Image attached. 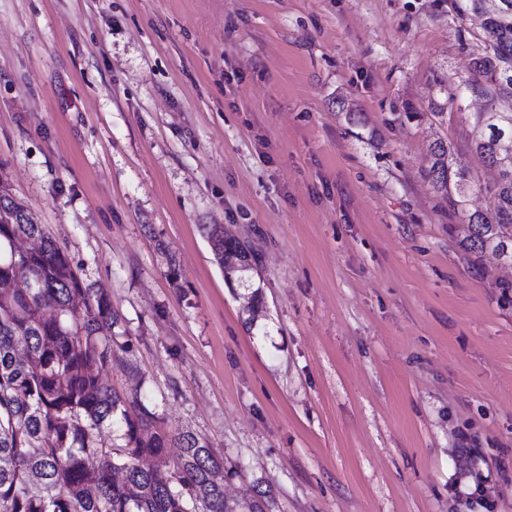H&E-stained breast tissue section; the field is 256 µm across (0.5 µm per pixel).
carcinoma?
<instances>
[{"instance_id":"1","label":"carcinoma","mask_w":512,"mask_h":512,"mask_svg":"<svg viewBox=\"0 0 512 512\" xmlns=\"http://www.w3.org/2000/svg\"><path fill=\"white\" fill-rule=\"evenodd\" d=\"M449 11L481 17L467 88L498 109L476 116L475 151L499 171L485 186L489 207L466 208L475 184L446 142L430 148L426 177L466 225L463 249L493 250L512 264V0H448ZM227 276L252 269L243 244L205 227ZM32 239L29 251L14 250ZM28 280L32 287L20 289ZM119 317L108 293L85 283L69 255L0 183V512H271L268 489L230 500L224 461L190 431L172 434L154 414L104 383L99 371L124 349L112 328ZM117 435L102 437V429ZM179 453L166 455L169 443Z\"/></svg>"}]
</instances>
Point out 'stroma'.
Segmentation results:
<instances>
[{"mask_svg": "<svg viewBox=\"0 0 512 512\" xmlns=\"http://www.w3.org/2000/svg\"><path fill=\"white\" fill-rule=\"evenodd\" d=\"M446 0H0V179L131 340L101 376L275 512H512V266L424 176L471 149ZM247 244L225 281L202 230ZM477 456L481 482L462 476Z\"/></svg>", "mask_w": 512, "mask_h": 512, "instance_id": "obj_1", "label": "stroma"}]
</instances>
